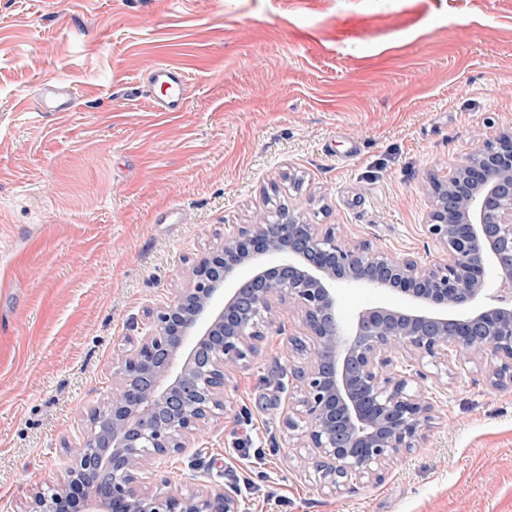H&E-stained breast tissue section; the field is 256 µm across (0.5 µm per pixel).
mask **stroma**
<instances>
[{"label": "stroma", "instance_id": "35a3bbf8", "mask_svg": "<svg viewBox=\"0 0 512 512\" xmlns=\"http://www.w3.org/2000/svg\"><path fill=\"white\" fill-rule=\"evenodd\" d=\"M161 62L189 77L185 111L149 107ZM53 79L74 109L36 118L25 102ZM508 120L512 0H0V512L57 480L125 337L272 188L432 260L430 176ZM292 361L270 333L225 392L232 415L155 460L147 489L215 482L246 512H512V389L482 368L434 385L427 447L335 495L288 445Z\"/></svg>", "mask_w": 512, "mask_h": 512}]
</instances>
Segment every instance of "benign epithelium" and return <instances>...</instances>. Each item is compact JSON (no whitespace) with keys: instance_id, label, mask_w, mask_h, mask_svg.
Segmentation results:
<instances>
[{"instance_id":"1","label":"benign epithelium","mask_w":512,"mask_h":512,"mask_svg":"<svg viewBox=\"0 0 512 512\" xmlns=\"http://www.w3.org/2000/svg\"><path fill=\"white\" fill-rule=\"evenodd\" d=\"M430 261L312 224L290 203L224 229L197 257L186 287L146 310L151 330L128 336L112 394L87 413L82 443L53 484L32 490L26 512H245L238 490L151 492V461L181 454L231 409L224 392L272 329L288 350L298 397L284 421L288 447L310 449L320 488L335 494L378 482L438 424L435 375L454 363L512 386V122L448 177L429 179ZM501 287L488 288L486 269ZM352 289L399 294L396 305L339 316Z\"/></svg>"}]
</instances>
